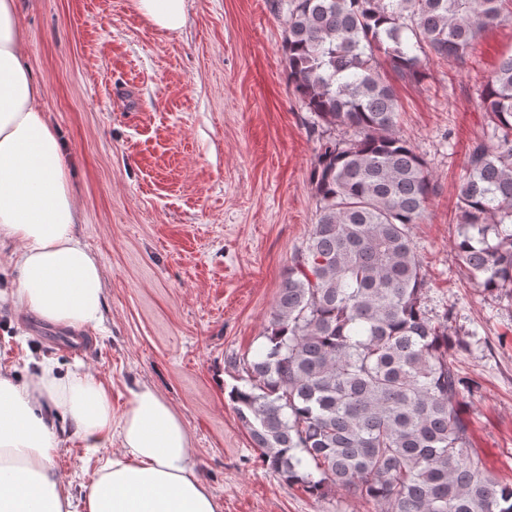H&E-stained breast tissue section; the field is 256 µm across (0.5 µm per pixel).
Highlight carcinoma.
I'll return each instance as SVG.
<instances>
[{"instance_id":"cac0c4a2","label":"carcinoma","mask_w":512,"mask_h":512,"mask_svg":"<svg viewBox=\"0 0 512 512\" xmlns=\"http://www.w3.org/2000/svg\"><path fill=\"white\" fill-rule=\"evenodd\" d=\"M505 14L512 0H290L282 53L321 128L309 179L319 213L262 348L226 364L263 464L311 495L334 488L377 512H512V484L472 458L456 400L473 384L425 306L411 228L435 185L400 134L380 63L421 80L430 56L465 58ZM479 96L489 131L468 153L454 250L483 288L512 298V55Z\"/></svg>"}]
</instances>
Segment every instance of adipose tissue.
I'll return each instance as SVG.
<instances>
[{
	"label": "adipose tissue",
	"mask_w": 512,
	"mask_h": 512,
	"mask_svg": "<svg viewBox=\"0 0 512 512\" xmlns=\"http://www.w3.org/2000/svg\"><path fill=\"white\" fill-rule=\"evenodd\" d=\"M153 26L175 32L185 0H135ZM24 41L15 0H0V244L12 243L15 288L0 291L43 320L100 327L105 276L75 237L77 205L57 132L46 121L42 89L21 62ZM75 425L92 454L103 455L81 499L53 465L59 446L46 407ZM0 512H220L193 472L190 433L151 386L130 392L112 416L108 390L87 372L60 376L43 363L24 381L0 369Z\"/></svg>",
	"instance_id": "ef3b65f1"
}]
</instances>
